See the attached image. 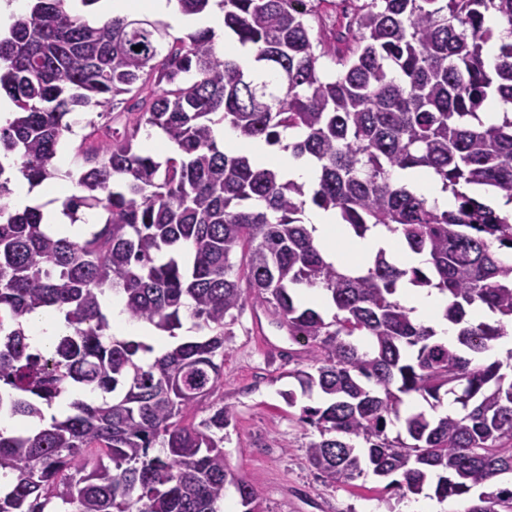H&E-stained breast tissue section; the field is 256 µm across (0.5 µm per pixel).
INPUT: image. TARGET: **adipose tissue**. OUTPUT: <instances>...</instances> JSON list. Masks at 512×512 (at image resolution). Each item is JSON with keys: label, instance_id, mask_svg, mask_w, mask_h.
I'll list each match as a JSON object with an SVG mask.
<instances>
[{"label": "adipose tissue", "instance_id": "ef3b65f1", "mask_svg": "<svg viewBox=\"0 0 512 512\" xmlns=\"http://www.w3.org/2000/svg\"><path fill=\"white\" fill-rule=\"evenodd\" d=\"M218 136L226 150H241L248 153L256 165L277 169L284 179L306 186L313 185L318 177L316 166L307 158L294 157L290 150L278 149L262 142H245L231 128H223ZM65 189L56 182H44L33 186L25 178H17L12 187L10 205L21 211L29 207H40L44 222L51 232L65 231L67 235H81L82 224H71L62 213L61 200ZM314 228L316 241L321 245L328 260L345 266L360 263L379 250H387L404 264L425 266L427 257L409 251L399 234L377 227L365 237L348 233L344 225L338 224L334 211L313 209L308 216ZM399 300L410 309L412 317L431 325L441 342L453 343L457 335L454 325L448 323L443 312L448 299L434 288L402 287Z\"/></svg>", "mask_w": 512, "mask_h": 512}]
</instances>
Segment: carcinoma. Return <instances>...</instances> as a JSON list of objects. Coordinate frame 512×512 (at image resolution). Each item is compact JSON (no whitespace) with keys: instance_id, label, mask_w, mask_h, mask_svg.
I'll list each match as a JSON object with an SVG mask.
<instances>
[{"instance_id":"cac0c4a2","label":"carcinoma","mask_w":512,"mask_h":512,"mask_svg":"<svg viewBox=\"0 0 512 512\" xmlns=\"http://www.w3.org/2000/svg\"><path fill=\"white\" fill-rule=\"evenodd\" d=\"M68 2L31 0L0 36V91L16 108L0 156L33 186L72 183L71 222L96 216L84 238L48 232L40 207L11 209L0 162V413L35 423L0 430V476L11 477L0 512H223L228 485L243 512H262L258 489L224 461V326L247 303L303 347L308 364L288 377L322 396L299 421L319 433L307 454L325 482L398 474L390 485L402 497L431 483L464 512H512V487L485 490L512 475V349L486 361L512 328V214L478 195L512 203V112L482 113L491 101L512 106V41L484 56L485 17L512 35V0H336L334 17L320 12L327 0L304 11L291 0H176L189 18L217 7L253 52L247 68L218 54L210 26L173 37L147 17L91 25ZM78 107L109 121L89 122L98 145H79L75 168L62 170L65 117ZM218 124L269 144L297 132L286 148L315 162L316 184L224 152ZM142 129L161 131L174 155L137 147ZM396 168L433 171L452 208L394 181ZM309 202L359 237L400 232L428 266L381 250L340 270L306 224ZM405 283L448 296L455 344L411 318L396 299ZM302 287L322 289L332 317L304 305ZM112 297L172 338L186 317L208 335L147 362L152 345L112 335ZM476 306L491 320L471 318ZM44 310L65 332L34 349L26 322ZM76 390L101 398L47 416ZM446 397L456 410L435 414ZM207 399V418L183 421ZM408 399L430 411L402 409Z\"/></svg>"}]
</instances>
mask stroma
Masks as SVG:
<instances>
[{
	"label": "stroma",
	"instance_id": "obj_1",
	"mask_svg": "<svg viewBox=\"0 0 512 512\" xmlns=\"http://www.w3.org/2000/svg\"><path fill=\"white\" fill-rule=\"evenodd\" d=\"M224 350V430L228 466L257 487L264 512H402L384 479L366 475L345 487L323 482L310 465L306 448L316 433L299 421L303 405L319 397L299 398L288 406L287 391L296 389L288 372L293 345L264 311L244 306L230 325Z\"/></svg>",
	"mask_w": 512,
	"mask_h": 512
}]
</instances>
